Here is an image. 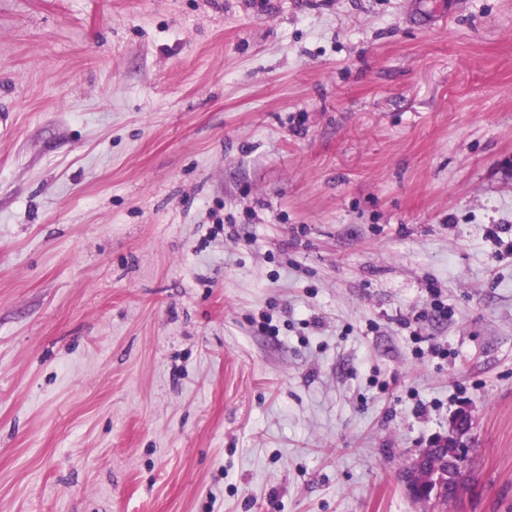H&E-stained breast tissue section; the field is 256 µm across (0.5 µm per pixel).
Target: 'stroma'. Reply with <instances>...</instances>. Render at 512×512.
I'll list each match as a JSON object with an SVG mask.
<instances>
[{
	"mask_svg": "<svg viewBox=\"0 0 512 512\" xmlns=\"http://www.w3.org/2000/svg\"><path fill=\"white\" fill-rule=\"evenodd\" d=\"M0 512H512V0H0ZM473 426V417L467 410H460L452 418L450 425V434L448 437L440 438L429 445L427 448H422L412 458L409 468L405 474V482L409 494L416 501H427V490L421 489L420 484L417 482V477L423 474V471L428 468L429 464L445 465L448 468V473H444L439 469L438 473H443L445 478L448 479V491L454 489L460 480L461 467L465 469L466 454L462 450L459 459L456 454L461 452L463 448L462 438L468 434Z\"/></svg>",
	"mask_w": 512,
	"mask_h": 512,
	"instance_id": "35a3bbf8",
	"label": "stroma"
}]
</instances>
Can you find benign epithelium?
Segmentation results:
<instances>
[{
  "mask_svg": "<svg viewBox=\"0 0 512 512\" xmlns=\"http://www.w3.org/2000/svg\"><path fill=\"white\" fill-rule=\"evenodd\" d=\"M473 426V417L467 410L457 412L452 418L450 434L440 438L426 448L417 452L412 458L405 474V482L409 494L417 501H425L428 498L427 491L421 489L417 477L423 474L430 463L444 465L448 468L445 478L448 479V489H454L460 480L461 467L457 454L463 448L462 438L468 434Z\"/></svg>",
  "mask_w": 512,
  "mask_h": 512,
  "instance_id": "1",
  "label": "benign epithelium"
}]
</instances>
